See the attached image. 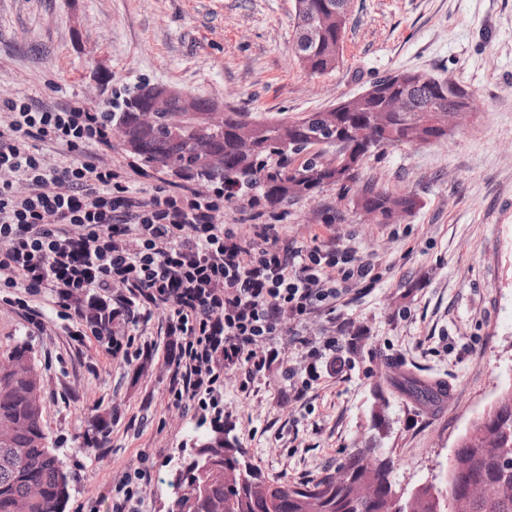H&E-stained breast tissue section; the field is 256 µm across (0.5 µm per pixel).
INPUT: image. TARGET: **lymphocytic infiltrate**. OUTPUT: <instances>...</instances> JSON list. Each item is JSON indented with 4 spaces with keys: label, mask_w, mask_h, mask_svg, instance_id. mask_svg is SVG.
Here are the masks:
<instances>
[{
    "label": "lymphocytic infiltrate",
    "mask_w": 512,
    "mask_h": 512,
    "mask_svg": "<svg viewBox=\"0 0 512 512\" xmlns=\"http://www.w3.org/2000/svg\"><path fill=\"white\" fill-rule=\"evenodd\" d=\"M227 205L223 186L189 178L134 191L112 163L105 109L28 95L0 105V301L40 328L30 300L53 296L76 328L109 337L112 356L161 312L184 414L222 415L226 372L242 371L244 390L275 365L293 374L289 347L310 345L303 324L336 319L344 296L376 278L354 249L288 241L286 211L258 197L246 224L225 223Z\"/></svg>",
    "instance_id": "obj_1"
}]
</instances>
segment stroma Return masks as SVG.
I'll return each instance as SVG.
<instances>
[{"label":"stroma","mask_w":512,"mask_h":512,"mask_svg":"<svg viewBox=\"0 0 512 512\" xmlns=\"http://www.w3.org/2000/svg\"><path fill=\"white\" fill-rule=\"evenodd\" d=\"M293 19L294 0H0V103L29 94L108 109L148 81L281 119L424 70L466 86L478 111L445 142L362 164L361 180L417 195L412 215L367 220L333 186L289 203V240L350 247L378 266L338 322L306 323L314 347L338 341L339 374L294 349L292 376L273 371L244 392L241 373L228 374L221 421L185 416L170 404L163 314L143 330L149 357L129 365L106 337L68 335L56 304L44 302L41 332L0 302V352L26 343L37 366L45 430L71 478L66 512H112L115 482L142 469L146 512H167L170 480L218 426L269 480L310 482L378 444L398 489H442L458 440L512 388V0H352L343 58L319 77L295 54ZM394 361L444 379L447 409L391 387Z\"/></svg>","instance_id":"1"}]
</instances>
